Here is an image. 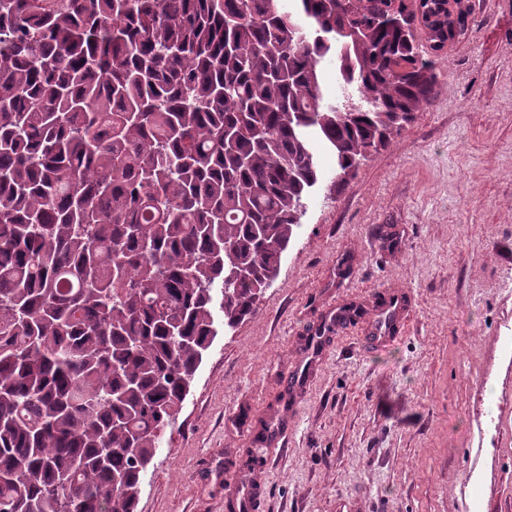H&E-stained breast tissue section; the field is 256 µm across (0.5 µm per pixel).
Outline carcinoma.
Listing matches in <instances>:
<instances>
[{
    "mask_svg": "<svg viewBox=\"0 0 512 512\" xmlns=\"http://www.w3.org/2000/svg\"><path fill=\"white\" fill-rule=\"evenodd\" d=\"M0 0V512H135L321 178L435 95L448 0ZM336 62L327 99L319 65Z\"/></svg>",
    "mask_w": 512,
    "mask_h": 512,
    "instance_id": "obj_1",
    "label": "carcinoma"
}]
</instances>
